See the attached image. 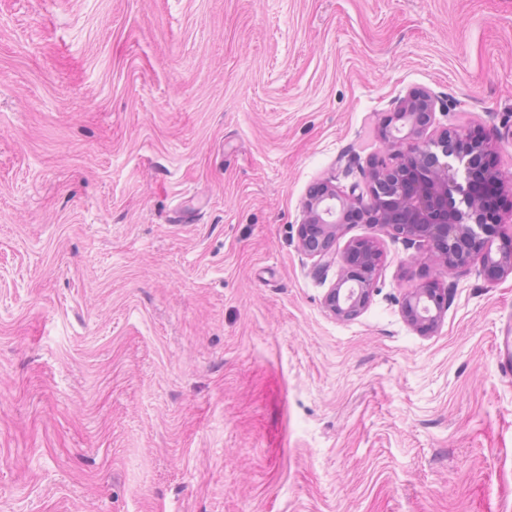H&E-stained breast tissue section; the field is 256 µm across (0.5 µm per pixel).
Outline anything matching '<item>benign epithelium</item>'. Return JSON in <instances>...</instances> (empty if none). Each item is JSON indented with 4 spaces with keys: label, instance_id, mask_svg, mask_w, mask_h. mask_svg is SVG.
Segmentation results:
<instances>
[{
    "label": "benign epithelium",
    "instance_id": "obj_1",
    "mask_svg": "<svg viewBox=\"0 0 512 512\" xmlns=\"http://www.w3.org/2000/svg\"><path fill=\"white\" fill-rule=\"evenodd\" d=\"M435 106V99L428 93H412L400 100L398 116L405 120L407 132L402 136L389 131L382 134L386 148L400 162L392 169L372 173L373 186L368 188V202H363V194L356 192V188L345 195L328 182L308 192L299 224V248L313 261L318 272L335 264L341 266L336 282L325 297L326 308L338 318L352 319L365 310L377 269L376 262L365 257L357 262L359 271L350 268V258L359 246L357 241L350 243L342 253L336 252V240L344 231L349 211L364 209L367 211L365 222L390 227L418 248L435 250L449 270L468 263L472 257V250L468 248L471 240H484L486 227L474 187L478 182L499 184L502 175L492 167L480 174L469 168L465 152L448 145V139L454 136L448 129L436 137L420 139L435 121ZM428 160L433 164L425 189L407 187L406 165ZM381 189L396 196L398 209L410 215V223H399L397 215L385 208L377 194ZM497 252L499 258L495 259L489 247L481 257L482 262L494 270L491 275L494 280L512 273V246L504 243ZM445 309L446 297L429 288L414 290L403 304L407 321L423 331L435 328Z\"/></svg>",
    "mask_w": 512,
    "mask_h": 512
}]
</instances>
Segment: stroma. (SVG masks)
Listing matches in <instances>:
<instances>
[{
    "label": "stroma",
    "mask_w": 512,
    "mask_h": 512,
    "mask_svg": "<svg viewBox=\"0 0 512 512\" xmlns=\"http://www.w3.org/2000/svg\"><path fill=\"white\" fill-rule=\"evenodd\" d=\"M412 91L512 201V0H0V512H512V274L298 249ZM431 291L430 287L415 289L407 295L403 304L407 321L423 331L435 328L446 309V297L442 296L440 289H436L435 294Z\"/></svg>",
    "instance_id": "35a3bbf8"
}]
</instances>
